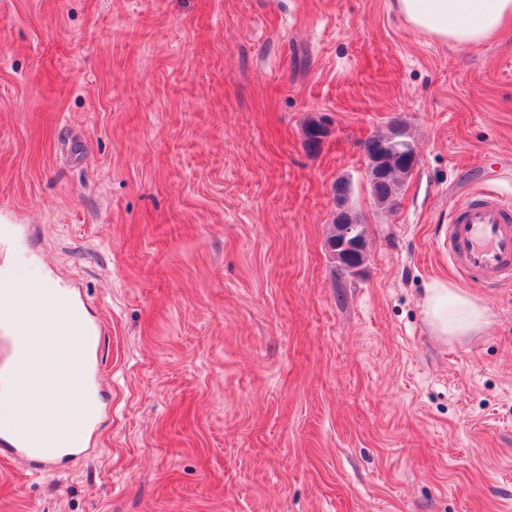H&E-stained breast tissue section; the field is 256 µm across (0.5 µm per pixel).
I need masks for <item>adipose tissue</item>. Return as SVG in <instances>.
Wrapping results in <instances>:
<instances>
[{
	"label": "adipose tissue",
	"mask_w": 512,
	"mask_h": 512,
	"mask_svg": "<svg viewBox=\"0 0 512 512\" xmlns=\"http://www.w3.org/2000/svg\"><path fill=\"white\" fill-rule=\"evenodd\" d=\"M394 8L414 29L459 46L492 39L512 19V0H395ZM422 307L433 332L446 339L474 335L490 323L485 306L444 280L429 284ZM14 404L52 430L61 419L76 421L85 416L90 397L78 379L60 383L42 377L22 382Z\"/></svg>",
	"instance_id": "1"
}]
</instances>
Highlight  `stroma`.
Listing matches in <instances>:
<instances>
[{
  "label": "stroma",
  "mask_w": 512,
  "mask_h": 512,
  "mask_svg": "<svg viewBox=\"0 0 512 512\" xmlns=\"http://www.w3.org/2000/svg\"><path fill=\"white\" fill-rule=\"evenodd\" d=\"M396 117L419 161L383 209L362 143ZM342 177L366 255L339 279ZM489 187L512 24L459 49L392 0H0L9 269L74 279L109 330L85 455L0 462V512H512V286L442 247ZM436 279L490 328L436 336Z\"/></svg>",
  "instance_id": "obj_1"
}]
</instances>
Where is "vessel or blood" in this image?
Here are the masks:
<instances>
[{
  "label": "vessel or blood",
  "mask_w": 512,
  "mask_h": 512,
  "mask_svg": "<svg viewBox=\"0 0 512 512\" xmlns=\"http://www.w3.org/2000/svg\"><path fill=\"white\" fill-rule=\"evenodd\" d=\"M448 255L467 279H477L494 288L512 280V203L502 194L486 191L454 209L448 226ZM58 332L55 315L21 324L18 318L0 319V400L10 399L23 377L37 378L40 366L22 369L28 347L53 342ZM107 335L104 322L83 320L82 341L77 347L76 364L81 378L91 390H98L101 373L100 352ZM12 416L0 412V458L26 461L51 470L61 459L83 455L85 439L93 422L61 424L71 444L54 448L53 441L37 420H30L27 437L12 428Z\"/></svg>",
  "instance_id": "1"
}]
</instances>
